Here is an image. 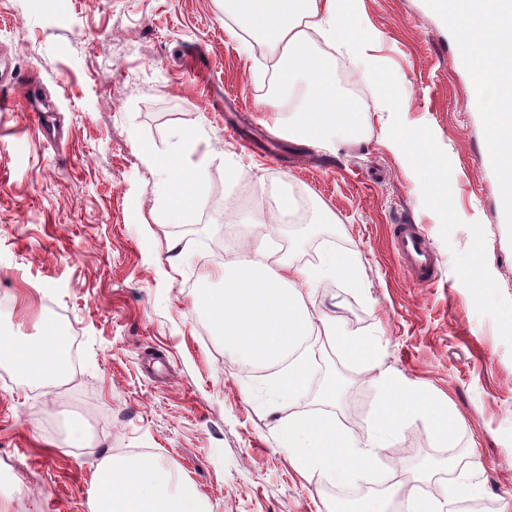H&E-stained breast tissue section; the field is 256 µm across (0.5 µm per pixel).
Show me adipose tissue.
Wrapping results in <instances>:
<instances>
[{
	"label": "adipose tissue",
	"mask_w": 512,
	"mask_h": 512,
	"mask_svg": "<svg viewBox=\"0 0 512 512\" xmlns=\"http://www.w3.org/2000/svg\"><path fill=\"white\" fill-rule=\"evenodd\" d=\"M226 19L252 40L266 43L276 74L278 90L269 106L280 111L284 96L298 99L285 126L289 135L331 146L355 132L360 123L348 102L337 99L325 79L327 63L311 40L319 33L328 44L345 50L355 64L358 80L378 83L382 75L368 53L373 33L356 8V0H216ZM459 29L476 71L487 84L489 141L502 168L512 171V114L503 104L512 100V83L495 78L500 61L512 59V9L496 7L495 0H460ZM197 133L179 132L171 144L174 165L160 164V181L171 194L166 206L177 217L195 202L196 184L205 161L196 158ZM358 285L362 271L350 257L327 254L308 269L292 266L273 272L260 254L243 250L224 269L222 285L202 288L197 304L210 315L224 338V346L248 365L288 362L287 371L275 382L273 396L292 398L306 385V359L290 361V354L303 338L315 335L336 344L346 356L377 369V384L387 403L365 442L342 428L335 416L289 417L278 431L301 468L320 470L330 479L348 480L363 475L367 459L385 447L389 438L419 416H427L439 439H448L464 425L447 402L421 396L409 385L393 380L382 371V358L370 338L349 334L335 317L316 306L315 286L327 278ZM68 354V343L59 329L37 337H0V359L11 362L20 383L55 373ZM466 496L454 486L442 499L426 503L415 491L400 499L372 495L361 501L357 512H457ZM91 512H205L190 481L174 484L173 471L158 455L141 452L127 457L106 458L99 467Z\"/></svg>",
	"instance_id": "1"
}]
</instances>
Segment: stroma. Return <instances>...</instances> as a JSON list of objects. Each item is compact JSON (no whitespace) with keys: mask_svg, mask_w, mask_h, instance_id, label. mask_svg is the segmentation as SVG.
Here are the masks:
<instances>
[{"mask_svg":"<svg viewBox=\"0 0 512 512\" xmlns=\"http://www.w3.org/2000/svg\"><path fill=\"white\" fill-rule=\"evenodd\" d=\"M357 7L378 33L384 82L358 83L351 60L316 41L329 84L360 115L359 134L332 149L276 126L266 50L243 53L215 0H0V55L20 79L4 94L22 101V81L38 76L64 130L52 141L37 119L0 112V336L44 333L56 315L74 355L66 382L46 387L0 362V463L15 467L0 476V512H90L99 464L138 452L189 479L207 512H329L333 496L398 480L431 501L466 472L470 501L512 495V221L484 161V91L457 63V24L429 0ZM383 92L406 110L379 113ZM182 130L199 133L208 163L195 208L173 224L146 156L165 155ZM408 132L428 137L435 178L390 144ZM287 193L311 202V225L268 230ZM326 210L335 223H322ZM399 219L440 259L432 283L400 267L389 237ZM246 247L276 271L357 257L364 288L323 280L324 311L370 337L393 377L448 400L464 428L443 442L428 420L407 424L353 480L299 470L278 419L331 413L363 438L383 393L316 340L305 388L266 408L282 365L243 366L195 302ZM477 262L492 288L472 284ZM332 374L342 387L328 405ZM73 422L86 451L70 447Z\"/></svg>","mask_w":512,"mask_h":512,"instance_id":"1","label":"stroma"}]
</instances>
